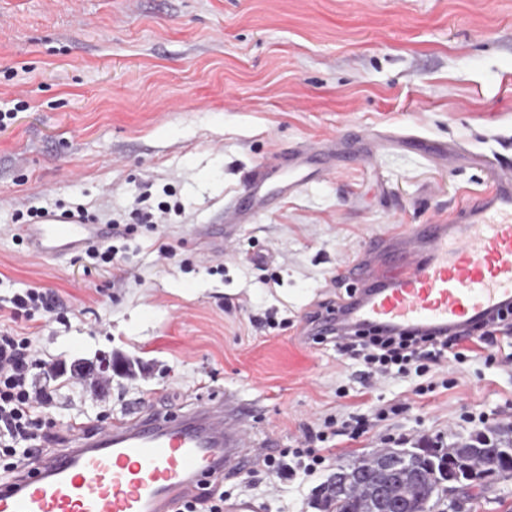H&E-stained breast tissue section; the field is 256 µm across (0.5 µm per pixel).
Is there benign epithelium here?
I'll list each match as a JSON object with an SVG mask.
<instances>
[{"mask_svg": "<svg viewBox=\"0 0 512 512\" xmlns=\"http://www.w3.org/2000/svg\"><path fill=\"white\" fill-rule=\"evenodd\" d=\"M511 477V470L500 469L465 484L459 476L452 475L441 484V490L451 500L455 512H466L469 492L493 479ZM415 479L414 461L387 448L358 459L354 475L347 477L366 512H390L396 505L405 506L404 492Z\"/></svg>", "mask_w": 512, "mask_h": 512, "instance_id": "obj_1", "label": "benign epithelium"}]
</instances>
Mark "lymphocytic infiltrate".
<instances>
[{
	"label": "lymphocytic infiltrate",
	"mask_w": 512,
	"mask_h": 512,
	"mask_svg": "<svg viewBox=\"0 0 512 512\" xmlns=\"http://www.w3.org/2000/svg\"><path fill=\"white\" fill-rule=\"evenodd\" d=\"M53 296L39 288H28L0 303V313L13 322L12 330H0V481L15 479L25 459L42 453L45 444L59 441L57 424L47 411L55 400L49 386L36 385L34 372L52 374L53 361L45 359L35 344L30 321L35 315L53 312ZM336 348L349 358L360 360L374 378L391 371L415 370L425 375L430 364L452 353L461 363L465 355L458 346L460 337H336ZM333 417H326L320 430H307L300 447L284 449L265 457L261 470L280 480L308 478L329 467L335 454L330 446Z\"/></svg>",
	"instance_id": "f902f5d3"
}]
</instances>
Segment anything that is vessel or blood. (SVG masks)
Returning <instances> with one entry per match:
<instances>
[{"instance_id":"1","label":"vessel or blood","mask_w":512,"mask_h":512,"mask_svg":"<svg viewBox=\"0 0 512 512\" xmlns=\"http://www.w3.org/2000/svg\"><path fill=\"white\" fill-rule=\"evenodd\" d=\"M336 158V140L301 144L277 166L258 165L247 189L224 213L227 230L250 221L275 199L266 185L283 170L295 193ZM489 186L430 224H407L375 239L345 267L355 288L313 323V333L377 329L396 336L464 333L512 310V163L476 155ZM36 252L60 260L99 240L93 224L54 218L26 224ZM247 411L224 400L177 413L136 402L121 417L70 428V446L23 463L25 478L0 487V512H175L200 482L237 475L260 463L241 420Z\"/></svg>"}]
</instances>
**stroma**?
Here are the masks:
<instances>
[{
  "mask_svg": "<svg viewBox=\"0 0 512 512\" xmlns=\"http://www.w3.org/2000/svg\"><path fill=\"white\" fill-rule=\"evenodd\" d=\"M0 111L15 114L0 128V298L49 291L69 311L41 320L43 353L69 364L105 353L117 367L104 392L62 380L59 422L230 395L253 406V447L275 455L327 416L406 403L358 438L336 436L340 465L391 438L450 442L466 410L512 430V348L444 361L431 380L372 381L305 334L321 305L346 298L342 269L371 238L431 223L486 186L468 152L512 161V0H0ZM354 129L381 136L372 157L351 147L223 252L203 250V227L255 166ZM142 197L181 211L137 224ZM79 205L98 223L136 224L111 240L121 266L16 242V212ZM170 242L175 256L157 260ZM329 477H230L224 507L316 512Z\"/></svg>",
  "mask_w": 512,
  "mask_h": 512,
  "instance_id": "1",
  "label": "stroma"
}]
</instances>
